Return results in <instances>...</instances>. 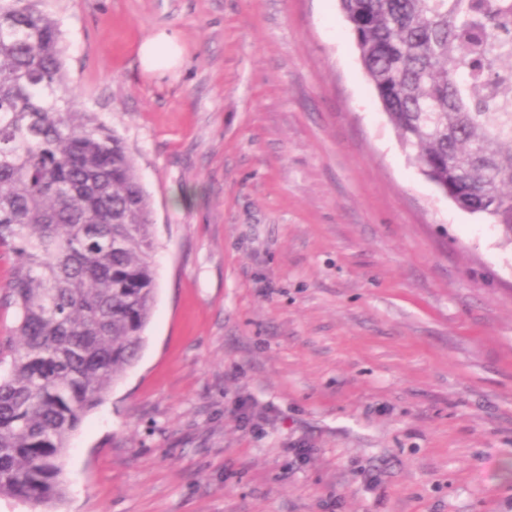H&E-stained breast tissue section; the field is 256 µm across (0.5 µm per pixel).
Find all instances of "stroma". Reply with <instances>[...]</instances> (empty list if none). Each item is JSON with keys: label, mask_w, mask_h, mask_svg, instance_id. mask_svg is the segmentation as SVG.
<instances>
[{"label": "stroma", "mask_w": 512, "mask_h": 512, "mask_svg": "<svg viewBox=\"0 0 512 512\" xmlns=\"http://www.w3.org/2000/svg\"><path fill=\"white\" fill-rule=\"evenodd\" d=\"M45 8L157 243L56 512H512V246L408 160L336 0ZM139 57L143 70L148 74L174 71L182 62L179 40L166 31L151 34L141 42Z\"/></svg>", "instance_id": "stroma-1"}]
</instances>
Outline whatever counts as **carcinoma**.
Instances as JSON below:
<instances>
[{
    "instance_id": "obj_1",
    "label": "carcinoma",
    "mask_w": 512,
    "mask_h": 512,
    "mask_svg": "<svg viewBox=\"0 0 512 512\" xmlns=\"http://www.w3.org/2000/svg\"><path fill=\"white\" fill-rule=\"evenodd\" d=\"M0 0V246L16 343L0 376V496L53 507L84 416L141 351L152 202L123 139L78 107L58 21ZM421 174L512 244V0H338Z\"/></svg>"
}]
</instances>
